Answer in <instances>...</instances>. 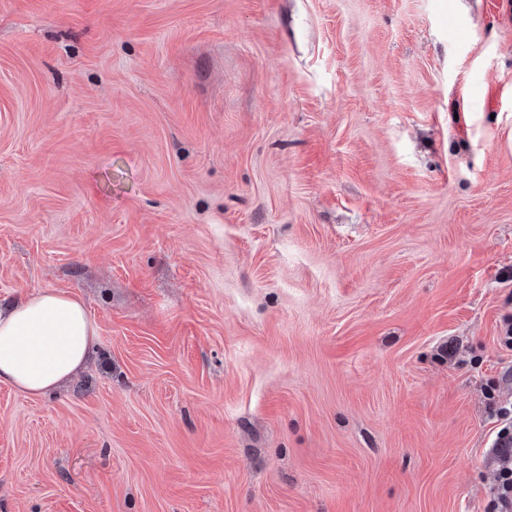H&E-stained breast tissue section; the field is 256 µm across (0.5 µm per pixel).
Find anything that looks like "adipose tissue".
Instances as JSON below:
<instances>
[{"label": "adipose tissue", "instance_id": "adipose-tissue-1", "mask_svg": "<svg viewBox=\"0 0 512 512\" xmlns=\"http://www.w3.org/2000/svg\"><path fill=\"white\" fill-rule=\"evenodd\" d=\"M97 326L83 302L67 293L38 290L0 307V382L45 395L85 363Z\"/></svg>", "mask_w": 512, "mask_h": 512}]
</instances>
